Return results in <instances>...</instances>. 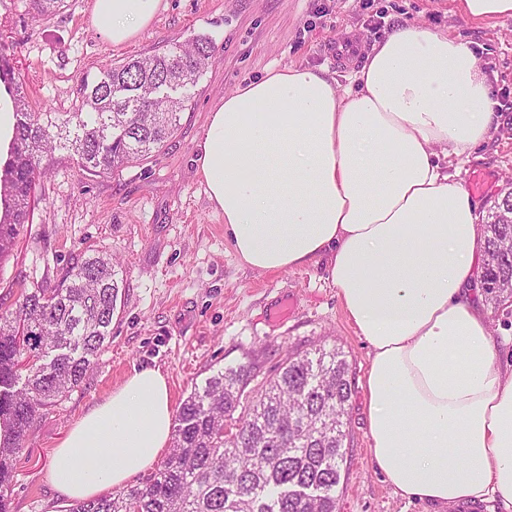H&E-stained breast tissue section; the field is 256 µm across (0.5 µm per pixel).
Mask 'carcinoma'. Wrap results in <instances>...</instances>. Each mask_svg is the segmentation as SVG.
I'll return each mask as SVG.
<instances>
[{"mask_svg":"<svg viewBox=\"0 0 512 512\" xmlns=\"http://www.w3.org/2000/svg\"><path fill=\"white\" fill-rule=\"evenodd\" d=\"M50 16L64 0H32ZM213 43L194 35L151 54L108 65L83 83L76 112H30L9 63L15 137L0 167V258L18 229L30 223L31 198L45 173L42 161L71 150L90 175L146 160L177 132L189 97L157 88L195 86L212 63ZM484 225L485 300L512 304V224ZM125 292L112 254L94 250L66 269L54 288H25L12 312L0 313V512L11 457L23 447L40 410L78 386L112 336V319ZM260 370L254 362L226 367L191 389L176 416L173 445L146 484L117 496L76 501L66 512H336L353 395L350 365L340 348L289 353L255 395L246 392ZM21 388H16V384ZM239 414L238 431L224 435ZM318 488L303 498L291 492Z\"/></svg>","mask_w":512,"mask_h":512,"instance_id":"1","label":"carcinoma"}]
</instances>
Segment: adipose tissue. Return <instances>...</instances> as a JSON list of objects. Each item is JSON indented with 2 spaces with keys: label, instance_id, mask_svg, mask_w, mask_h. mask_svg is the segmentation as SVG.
Segmentation results:
<instances>
[{
  "label": "adipose tissue",
  "instance_id": "obj_1",
  "mask_svg": "<svg viewBox=\"0 0 512 512\" xmlns=\"http://www.w3.org/2000/svg\"><path fill=\"white\" fill-rule=\"evenodd\" d=\"M159 5L93 0L92 22L120 45ZM496 107L469 42L406 24L345 81L292 66L225 94L196 173L243 265L327 259L368 347L372 455L395 494L512 512V366L482 312L478 206L445 168L489 138ZM173 421L166 375L134 371L74 423L47 479L70 500L123 486L170 447Z\"/></svg>",
  "mask_w": 512,
  "mask_h": 512
}]
</instances>
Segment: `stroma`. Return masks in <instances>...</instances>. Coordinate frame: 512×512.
<instances>
[{
  "label": "stroma",
  "instance_id": "obj_1",
  "mask_svg": "<svg viewBox=\"0 0 512 512\" xmlns=\"http://www.w3.org/2000/svg\"><path fill=\"white\" fill-rule=\"evenodd\" d=\"M92 0H66L37 16L29 0H0V54L35 112H73L84 79L134 55L193 34L211 38V66L189 90L180 128L147 160L113 174L89 175L56 152L37 188L39 202L9 257L0 260V312L20 286H54L89 250H110L126 286L112 336L82 383L37 419L13 460L10 512H66L49 486V456L70 427L136 370L161 368L174 405L218 369L258 357L261 377L287 352L329 340L351 364L349 439L337 512H442L408 502L376 471L363 388L368 349L347 319L325 261L288 271L242 265L196 175V145L213 105L273 67L348 73L395 27L421 23L471 42L499 102L491 138L455 158L448 172L488 215L512 177V15L475 21L456 0H161L151 24L112 45L94 28Z\"/></svg>",
  "mask_w": 512,
  "mask_h": 512
}]
</instances>
